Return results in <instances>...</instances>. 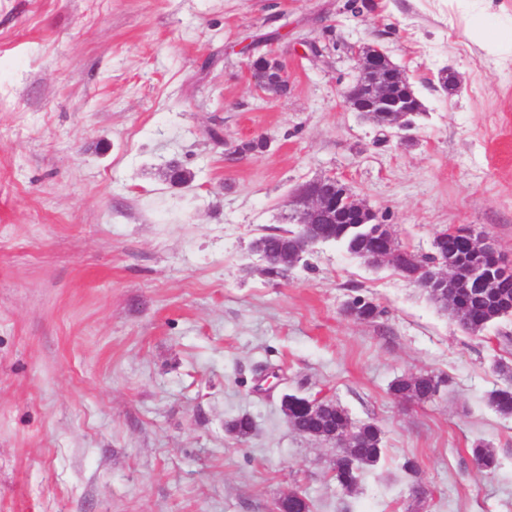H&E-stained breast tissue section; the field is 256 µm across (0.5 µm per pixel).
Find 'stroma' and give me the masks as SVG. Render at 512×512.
<instances>
[{
    "mask_svg": "<svg viewBox=\"0 0 512 512\" xmlns=\"http://www.w3.org/2000/svg\"><path fill=\"white\" fill-rule=\"evenodd\" d=\"M345 2L0 0V512H275L293 491L311 512H512V416L489 402L512 387V315L470 334L336 243L285 280L250 252L333 176L402 246L467 225L512 257V57L470 39L471 0ZM364 44L423 104L408 132L345 106ZM268 52L291 73L273 98L249 76ZM356 297L384 316H345ZM424 374L432 400L391 392ZM286 393L380 427L354 491Z\"/></svg>",
    "mask_w": 512,
    "mask_h": 512,
    "instance_id": "35a3bbf8",
    "label": "stroma"
}]
</instances>
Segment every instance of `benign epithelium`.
<instances>
[{
    "label": "benign epithelium",
    "instance_id": "1",
    "mask_svg": "<svg viewBox=\"0 0 512 512\" xmlns=\"http://www.w3.org/2000/svg\"><path fill=\"white\" fill-rule=\"evenodd\" d=\"M354 59L358 76L344 92L345 104L378 125L410 129V116L422 110V103L412 93L403 70L380 48L369 52L367 47L360 46L354 49ZM290 205L297 228L292 234L291 247L284 252L287 265L297 263L314 246L326 242V235L319 231L318 225L336 223L345 208L354 217L356 227L374 225L371 236L386 245L373 259L390 265L406 281L424 291L438 294L446 288H488L499 276H512V261L498 250L490 237L475 233L469 226L455 228L468 238L477 257L462 280L456 279L455 269L446 263L440 268L420 264L410 252L395 247L391 226L375 221V212L334 177L302 184L295 190Z\"/></svg>",
    "mask_w": 512,
    "mask_h": 512
}]
</instances>
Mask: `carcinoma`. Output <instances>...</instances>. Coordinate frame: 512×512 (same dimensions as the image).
I'll return each mask as SVG.
<instances>
[{
  "label": "carcinoma",
  "mask_w": 512,
  "mask_h": 512,
  "mask_svg": "<svg viewBox=\"0 0 512 512\" xmlns=\"http://www.w3.org/2000/svg\"><path fill=\"white\" fill-rule=\"evenodd\" d=\"M325 231L334 235L333 242L343 245L346 250L357 258L362 254H372L380 249L373 240L356 236L346 224H328ZM440 257L448 258V262L461 264L469 259L470 250L466 237L456 233H448L441 237ZM512 299V280L501 279L494 287L479 294H470L462 288H451L448 296L440 301V305L448 308L453 317L466 331L476 334L489 323L497 320V312L501 302ZM358 319L370 321L379 318L384 311L378 305L364 298L356 297ZM441 380L427 376L403 377L391 385V392L402 398L427 401L438 392ZM492 406L502 415H512V388H499L491 392L489 397ZM288 414L294 429L303 436L321 434L326 436L332 432L347 437V450L340 453L335 461V479L343 489L350 491L358 484L359 473L365 467L377 464L383 453L381 446V429L374 423L353 424L345 410L332 402H324L322 414L316 418L307 411V398L294 394L288 395ZM472 456L480 468L489 474L496 471L498 460L494 449L482 442L471 448ZM285 512H310L306 497H298L294 492L282 499Z\"/></svg>",
  "instance_id": "obj_1"
}]
</instances>
